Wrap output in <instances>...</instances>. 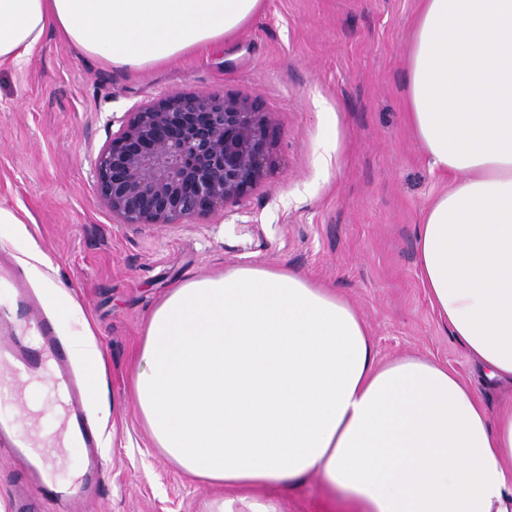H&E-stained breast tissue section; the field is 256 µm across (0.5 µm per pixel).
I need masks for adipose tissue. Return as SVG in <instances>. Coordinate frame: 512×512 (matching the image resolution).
I'll list each match as a JSON object with an SVG mask.
<instances>
[{
  "label": "adipose tissue",
  "mask_w": 512,
  "mask_h": 512,
  "mask_svg": "<svg viewBox=\"0 0 512 512\" xmlns=\"http://www.w3.org/2000/svg\"><path fill=\"white\" fill-rule=\"evenodd\" d=\"M263 0H0V66L48 29L86 54L145 68L233 35ZM407 120L452 178L425 208L423 284L487 378L512 377V0H421L407 47ZM55 315L75 314L45 254H23ZM89 405L102 353L75 337ZM132 379L154 445L224 489L204 512H283L245 488L309 475L355 512H512V410L489 417L448 368L376 364L368 329L333 289L241 265L171 288L150 312Z\"/></svg>",
  "instance_id": "adipose-tissue-1"
}]
</instances>
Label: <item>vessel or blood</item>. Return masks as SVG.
<instances>
[{
	"label": "vessel or blood",
	"mask_w": 512,
	"mask_h": 512,
	"mask_svg": "<svg viewBox=\"0 0 512 512\" xmlns=\"http://www.w3.org/2000/svg\"><path fill=\"white\" fill-rule=\"evenodd\" d=\"M0 368L14 380L13 398L18 407H25L30 384L41 379L50 381L62 393L64 427L82 452V475L71 492H61L47 478L55 459L53 451L47 449L41 456H32L30 439L15 435L13 420L1 417L0 439H12L15 455L27 460L35 491L68 505L95 496L100 488L96 471L98 431L87 414L84 390L67 351L51 323L36 315L27 293L19 294L13 315L0 318Z\"/></svg>",
	"instance_id": "obj_1"
}]
</instances>
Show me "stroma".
Masks as SVG:
<instances>
[{
	"instance_id": "obj_1",
	"label": "stroma",
	"mask_w": 512,
	"mask_h": 512,
	"mask_svg": "<svg viewBox=\"0 0 512 512\" xmlns=\"http://www.w3.org/2000/svg\"><path fill=\"white\" fill-rule=\"evenodd\" d=\"M420 0H263L213 47L144 69L86 56L47 30L24 64L0 67V311L50 260L103 353L94 424L103 494L82 512H203L216 490L155 448L129 387L147 317L177 284L248 264L285 266L332 288L366 323L378 362L448 366L496 414L512 382L486 380L432 307L417 258L427 204L450 176L431 168L406 119V46ZM174 92L256 101L276 129L274 164L242 198L178 224H120L96 193L92 159L125 112ZM331 160L321 164L324 147ZM26 464L0 442V512L30 491ZM287 512H345L307 477L280 490Z\"/></svg>"
}]
</instances>
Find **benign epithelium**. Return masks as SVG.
I'll use <instances>...</instances> for the list:
<instances>
[{"instance_id":"1","label":"benign epithelium","mask_w":512,"mask_h":512,"mask_svg":"<svg viewBox=\"0 0 512 512\" xmlns=\"http://www.w3.org/2000/svg\"><path fill=\"white\" fill-rule=\"evenodd\" d=\"M274 128L258 103L173 93L126 113L93 162L95 189L121 224H176L224 209L272 165Z\"/></svg>"}]
</instances>
